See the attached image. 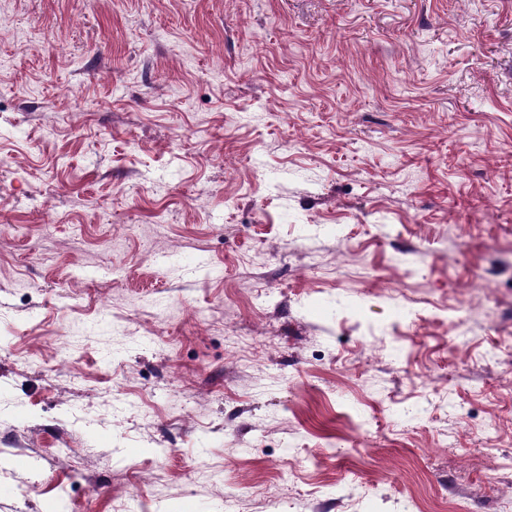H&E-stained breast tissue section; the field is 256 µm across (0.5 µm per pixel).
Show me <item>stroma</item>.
<instances>
[{
	"mask_svg": "<svg viewBox=\"0 0 512 512\" xmlns=\"http://www.w3.org/2000/svg\"><path fill=\"white\" fill-rule=\"evenodd\" d=\"M512 506V0H0V512Z\"/></svg>",
	"mask_w": 512,
	"mask_h": 512,
	"instance_id": "stroma-1",
	"label": "stroma"
}]
</instances>
